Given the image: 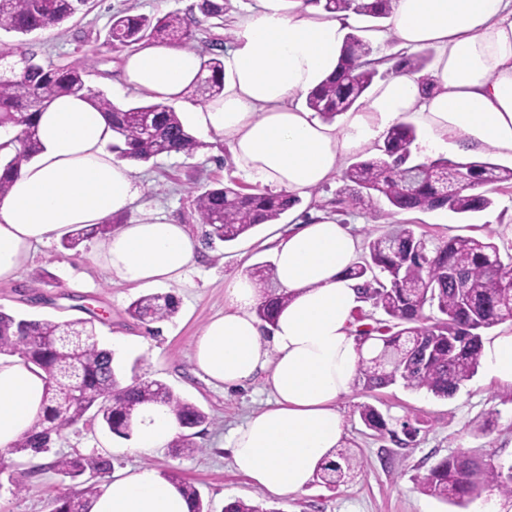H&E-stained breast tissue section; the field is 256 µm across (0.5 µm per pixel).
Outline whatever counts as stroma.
<instances>
[{
	"instance_id": "35a3bbf8",
	"label": "stroma",
	"mask_w": 512,
	"mask_h": 512,
	"mask_svg": "<svg viewBox=\"0 0 512 512\" xmlns=\"http://www.w3.org/2000/svg\"><path fill=\"white\" fill-rule=\"evenodd\" d=\"M195 2L91 0L87 15L76 16L59 28L32 32L24 41L43 62L64 65L101 50L116 12L185 15ZM257 5V0H229L223 20L200 19L193 29L197 54L208 58L217 49H231L234 20ZM122 59V53H111L108 62L96 65L89 84L108 97H120L123 104L141 102L143 94L118 90ZM199 141L193 156L164 154L137 164L143 194L126 213V220L147 210H160L176 223L188 225L194 237H202L204 227L194 209V191L236 179L237 174L227 137L211 133ZM341 186L340 178L332 177L314 194L302 197L298 209L335 216L337 222L350 225L357 237H364L374 226L370 210L349 207L337 212L334 200ZM491 196V208L466 219L437 210L399 213L393 221L414 225L416 232L436 241L452 235L482 238L489 234L506 254L512 252V183L495 184ZM294 221L295 215L287 213L234 242L216 240L202 248L185 283L173 290L179 300L177 312L163 321L141 322L127 315L128 305L142 291L111 281L97 260L100 239L96 236L68 252L57 241L38 247L24 261L16 280L1 282L0 307L6 311L30 319H95L97 337L106 347L114 338L128 339L129 348L116 358L122 378L161 379L182 398L200 406L209 420L197 429L199 452L176 457L166 447L139 452L132 439L111 434L98 421L84 418L56 440L51 454L33 461L14 457L15 480L0 476V512H50L55 498L80 487L79 481L54 471L52 459L96 454L113 458L112 473L98 478L101 485L111 486L114 475L140 466L160 473L173 471L200 491L211 512H224L229 498L262 505L268 512H475L481 503L491 505L493 512H512V499L495 491L460 507L425 495L419 488L421 478L435 463L461 450L497 465H512V387L490 378L483 369L450 399L396 383L369 393L354 390L339 400L345 429L342 446L360 456L364 467L336 485L315 479L303 492L273 496L235 470L226 439L248 415L266 408L270 393L259 382L238 391L209 384L195 371L193 344L202 327L223 313L225 284L255 264L272 263V238L286 232ZM363 402L375 405L392 430H400L405 419L416 420L419 431L414 441L400 446L367 429L357 412ZM486 420L490 430L478 431V424ZM18 480L23 483L19 489L14 486Z\"/></svg>"
}]
</instances>
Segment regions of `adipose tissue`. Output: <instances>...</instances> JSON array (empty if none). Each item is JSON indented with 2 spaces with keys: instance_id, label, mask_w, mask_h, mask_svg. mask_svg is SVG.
<instances>
[{
  "instance_id": "adipose-tissue-1",
  "label": "adipose tissue",
  "mask_w": 512,
  "mask_h": 512,
  "mask_svg": "<svg viewBox=\"0 0 512 512\" xmlns=\"http://www.w3.org/2000/svg\"><path fill=\"white\" fill-rule=\"evenodd\" d=\"M360 18L327 16L310 0H260L240 16L224 59V92L194 104L188 88L205 78L198 54L150 42L125 54L126 87L164 103L185 104L192 127L230 134L232 160L244 180L275 193L302 196L326 183L343 155L368 152L390 127L411 120L432 152L452 147L466 164L480 153L512 158V0H391L386 28L372 43L438 51L428 75L390 73L364 108L342 114L339 126L300 108L334 75L345 38ZM39 154L0 197V281L16 279L37 246L74 228L122 216L142 194L131 160L109 151L110 122L89 99H54L38 117ZM198 243L187 225L143 214L117 225L99 247L113 281L137 288L177 284L193 265ZM359 240L349 227L320 215L298 220L276 236L279 288L291 297L274 325L256 309L264 300L249 274L224 289V312L197 336L193 362L209 383L242 388L263 377L274 400L248 417L230 438L236 470L273 495L304 491L316 469L343 439L337 402L352 388L358 357L369 356L351 328L362 305L360 282L349 276ZM489 376L512 386V332L484 337ZM45 375L18 355L0 356V451L30 427L45 394ZM178 430L167 410L143 409L132 420L134 445L169 443ZM90 512H190L183 492L153 468L118 475Z\"/></svg>"
}]
</instances>
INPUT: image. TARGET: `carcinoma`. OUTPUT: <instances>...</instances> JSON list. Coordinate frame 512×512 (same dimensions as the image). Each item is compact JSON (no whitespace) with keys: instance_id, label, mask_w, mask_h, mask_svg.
I'll list each match as a JSON object with an SVG mask.
<instances>
[{"instance_id":"carcinoma-1","label":"carcinoma","mask_w":512,"mask_h":512,"mask_svg":"<svg viewBox=\"0 0 512 512\" xmlns=\"http://www.w3.org/2000/svg\"><path fill=\"white\" fill-rule=\"evenodd\" d=\"M86 0H0V31L26 35L59 26L84 8ZM333 15L353 11L369 21L359 32L348 35L336 74L305 97L309 110L323 121L366 105L379 71L363 58L374 53L362 36L382 29L389 14V0H316ZM203 17H224V0H199ZM191 20L177 12L163 15H112L103 46L109 50H135L144 42H161L192 49ZM20 57L21 73L0 76V128H16L10 140L14 149L0 157V197L23 165L40 151L36 116L49 102L71 94L88 96L110 121L115 133L112 152L120 158L146 163L161 154L192 156L199 143L188 133L178 113L158 102L124 107L113 104L102 91L86 84L93 68L86 61L65 66H46L24 42L8 48ZM432 61L428 50L403 56L391 73H420ZM209 96L224 91V60L203 62ZM417 129L411 123L389 128L378 145L379 155L353 162L341 173L344 183L336 204L371 208L372 218L388 220L394 214L416 210H448L459 215L482 212L493 204L484 187L512 182V168L486 161L462 165L449 158L416 161L412 145ZM384 197L389 210L372 207L373 195ZM300 199L284 193L258 189L249 192L238 184L206 189L195 196L201 223L210 227L209 237L232 242L261 224H273ZM112 222L75 229L61 240L66 250L77 248L92 236H105ZM266 294L258 307L260 320L271 323L289 301L288 294L273 286V269L255 265L250 272ZM349 275L362 281L363 298L385 315L375 323L359 325L354 334L360 344L373 341L367 358L358 361L354 388L374 390L398 381L413 390H426L439 398H451L481 365L482 332L512 319V262L504 263L498 245L489 237L478 239L455 235L435 242L416 234L410 224H396L384 235L367 232L365 252ZM434 311L428 315L425 309ZM177 302L169 293H149L133 300L128 313L139 321L170 318ZM0 355H20L45 374L43 407L29 431L5 455L36 456L50 452L52 436L61 434L83 419L90 410L100 417L110 433L127 438L131 420L144 406L172 412L180 431L169 447L176 455L201 451L190 430L201 426L208 415L196 404L177 395L158 379L132 378L126 384L113 366L114 352L100 346L93 322L26 319L0 309ZM366 428L387 431L382 413L370 403L357 406ZM52 467L77 479L90 470L103 474L112 469L109 457H58ZM362 467L351 452L318 467L316 477L333 486L346 473ZM162 477L181 487L191 503V512H209L200 492L170 474ZM423 493L445 502L463 505L486 490L512 496V466L503 469L459 452L435 464L420 481ZM102 492L97 482H83L79 493L53 502L52 512H89V503Z\"/></svg>"}]
</instances>
